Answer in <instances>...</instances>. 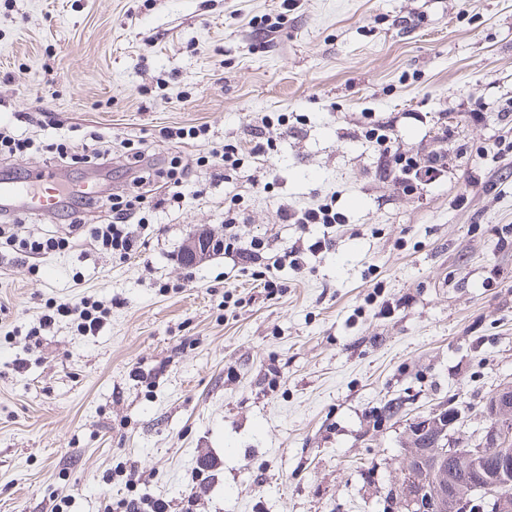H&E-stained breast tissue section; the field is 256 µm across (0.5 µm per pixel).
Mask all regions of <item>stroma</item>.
<instances>
[{
	"instance_id": "stroma-1",
	"label": "stroma",
	"mask_w": 512,
	"mask_h": 512,
	"mask_svg": "<svg viewBox=\"0 0 512 512\" xmlns=\"http://www.w3.org/2000/svg\"><path fill=\"white\" fill-rule=\"evenodd\" d=\"M511 109L512 0H0V125L35 142L0 178L108 132L107 164L55 171L132 192L143 139L157 203L137 257L80 238L0 266V512H406L411 422L455 411L450 445L482 447L512 385ZM376 124L444 177L403 192ZM222 145L242 166L206 162ZM176 155L196 165L170 203ZM325 202L337 223L281 219ZM202 232L241 250L182 264ZM86 296L112 304L97 332L30 336ZM121 512H166L167 505L164 501L151 498H131L120 501Z\"/></svg>"
}]
</instances>
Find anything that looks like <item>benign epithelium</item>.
Masks as SVG:
<instances>
[{"instance_id":"obj_1","label":"benign epithelium","mask_w":512,"mask_h":512,"mask_svg":"<svg viewBox=\"0 0 512 512\" xmlns=\"http://www.w3.org/2000/svg\"><path fill=\"white\" fill-rule=\"evenodd\" d=\"M215 243L209 235H199L188 241L183 249V261L193 264L203 259ZM490 425L486 441L496 447L498 464L488 469L484 464L485 454L481 448H438L426 469L427 481H421L414 466L405 471L401 499L408 512H459L461 510V487L457 479L459 472H470L476 476L483 497L490 501L495 512H512V494L507 492L512 485V385L505 386L497 394L490 411Z\"/></svg>"}]
</instances>
